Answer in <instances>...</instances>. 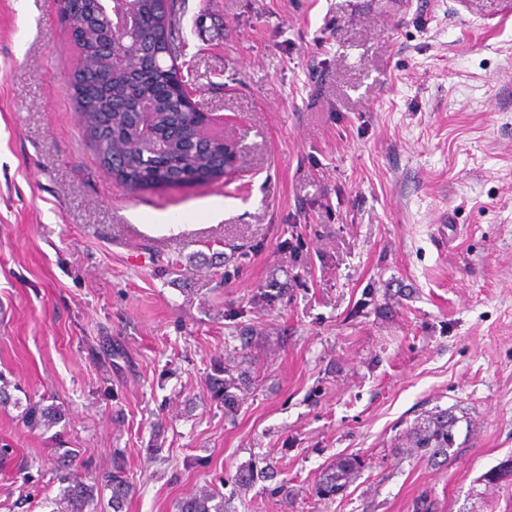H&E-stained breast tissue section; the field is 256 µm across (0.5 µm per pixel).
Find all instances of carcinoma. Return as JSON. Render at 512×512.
Masks as SVG:
<instances>
[{"label":"carcinoma","mask_w":512,"mask_h":512,"mask_svg":"<svg viewBox=\"0 0 512 512\" xmlns=\"http://www.w3.org/2000/svg\"><path fill=\"white\" fill-rule=\"evenodd\" d=\"M135 36L122 46V65L114 67L107 55L91 67L73 73L71 82L80 108L84 131L103 167L129 192L152 188L189 186L222 177L228 171V144L202 132L203 120L194 111L191 97L180 77L177 63L180 40L174 23L180 11L179 0H135ZM75 41L81 46L98 42L104 26L98 0H71ZM143 100L153 103L147 114L138 111ZM209 382L211 394L233 409L238 402L233 390L236 380L228 379L227 366L218 365ZM32 428L51 427L64 413L56 405L30 404L23 411ZM417 448L447 452L453 445L452 422L438 414L410 431ZM363 467L354 455L336 462V473L316 487V495L332 499L343 490L344 482ZM112 489V512H122L131 487L122 471L108 479ZM96 487L80 480L65 489L66 512H91ZM203 491L184 501L179 512H224V502Z\"/></svg>","instance_id":"carcinoma-1"}]
</instances>
